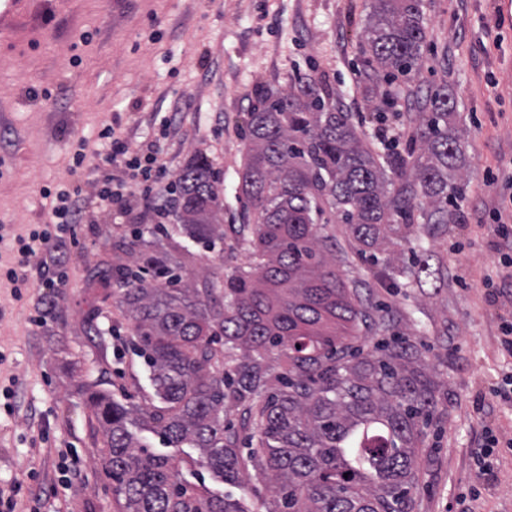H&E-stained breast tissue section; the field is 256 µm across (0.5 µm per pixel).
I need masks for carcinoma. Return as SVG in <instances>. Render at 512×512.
<instances>
[{
  "instance_id": "obj_1",
  "label": "carcinoma",
  "mask_w": 512,
  "mask_h": 512,
  "mask_svg": "<svg viewBox=\"0 0 512 512\" xmlns=\"http://www.w3.org/2000/svg\"><path fill=\"white\" fill-rule=\"evenodd\" d=\"M423 7L424 0H376L365 34L376 75L420 69ZM426 102L408 161L390 147L374 153L322 82L306 78L286 94L264 95L250 113L240 184L253 263L224 275L220 287L184 278L193 254L154 250L145 229H134L133 264L104 276L134 320L161 405L89 397L103 435L98 456L122 512H243L182 483L178 465L129 429L137 419L169 448L198 449L187 461L225 482L240 484L258 467L281 489L277 508L266 512H413L422 427L447 392L401 332L405 316L373 312L362 289L347 285V257L328 225H347L370 249L379 280L429 271L407 265L389 238L408 240L421 219L443 230L448 205L462 195L461 185L448 184L459 157L448 132L454 95L444 84ZM174 188L180 233L206 248L224 241L208 159L190 162ZM349 327L379 339L356 346ZM227 405L242 410L256 440L247 452L226 434Z\"/></svg>"
}]
</instances>
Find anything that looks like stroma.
<instances>
[{
  "instance_id": "obj_1",
  "label": "stroma",
  "mask_w": 512,
  "mask_h": 512,
  "mask_svg": "<svg viewBox=\"0 0 512 512\" xmlns=\"http://www.w3.org/2000/svg\"><path fill=\"white\" fill-rule=\"evenodd\" d=\"M374 0H19L0 20V225L6 235L45 220L42 187L123 178L121 166L70 170L78 140L96 141L108 124L131 146L155 145L177 175L195 156L213 163L224 241L211 251L193 241L188 277L219 280L249 256L239 171L249 114L262 95L288 91L300 76L322 79L333 101L374 147L415 138L427 87L448 85L455 109L448 130L462 150L466 186L447 229L415 225L404 246L432 276L377 284L346 225L336 246L348 255L346 281L372 302L405 312L416 342L448 399L424 426L414 512H512V450L496 477L475 476L485 428L512 438V403L494 389L512 371L499 343L512 316V242L494 216L512 199V16L499 0H424L427 40L421 69L374 83L363 52ZM81 65H72L73 56ZM174 116L168 135L159 117ZM129 213L86 208L62 259L63 287L30 290L16 301L0 288V487L23 480L19 512H120L97 456L102 446L87 399L105 392L125 404L156 403L151 373L133 349L134 322L100 280L105 267L130 265V229L151 225L149 201ZM430 244L422 253L419 242ZM483 398L482 413L473 402ZM192 485L260 512L276 487L254 475L240 484L182 464Z\"/></svg>"
}]
</instances>
